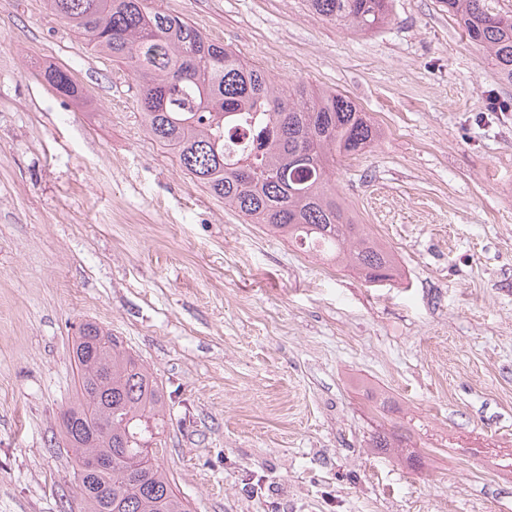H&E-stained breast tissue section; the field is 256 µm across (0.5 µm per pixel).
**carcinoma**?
Listing matches in <instances>:
<instances>
[{
  "mask_svg": "<svg viewBox=\"0 0 512 512\" xmlns=\"http://www.w3.org/2000/svg\"><path fill=\"white\" fill-rule=\"evenodd\" d=\"M93 48L127 65L138 85L148 133L224 204L304 252L355 269L366 283L398 275L394 255L336 194V163L381 138L348 96L303 83L279 85L228 46L153 0H46ZM341 26L370 32L389 22L390 0H309ZM469 42L512 83V15L485 0H443ZM52 91L78 98L67 69L39 73ZM76 401L62 425L75 453L84 512H190L161 466L163 389L118 338L92 322L73 347ZM403 436L375 432L371 447H402ZM92 455L111 467L89 469Z\"/></svg>",
  "mask_w": 512,
  "mask_h": 512,
  "instance_id": "cac0c4a2",
  "label": "carcinoma"
}]
</instances>
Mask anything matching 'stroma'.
Listing matches in <instances>:
<instances>
[{
    "mask_svg": "<svg viewBox=\"0 0 512 512\" xmlns=\"http://www.w3.org/2000/svg\"><path fill=\"white\" fill-rule=\"evenodd\" d=\"M156 4L373 118L336 189L401 277L247 223L150 137L126 66L0 0V512H83L59 417L88 321L162 385L192 512H512V84L442 0L369 33L308 0ZM413 421L408 452L370 448ZM52 91L68 98H78L79 89L72 73L67 69L51 67L39 73Z\"/></svg>",
    "mask_w": 512,
    "mask_h": 512,
    "instance_id": "stroma-1",
    "label": "stroma"
}]
</instances>
